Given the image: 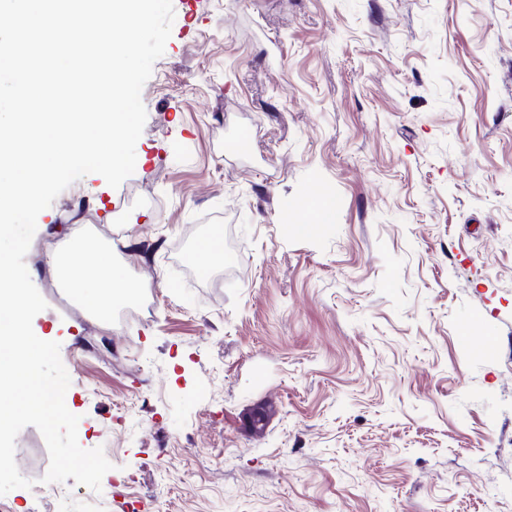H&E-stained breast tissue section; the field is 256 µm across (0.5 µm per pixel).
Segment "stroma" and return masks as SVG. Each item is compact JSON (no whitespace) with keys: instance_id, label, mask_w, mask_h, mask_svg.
Masks as SVG:
<instances>
[{"instance_id":"obj_1","label":"stroma","mask_w":512,"mask_h":512,"mask_svg":"<svg viewBox=\"0 0 512 512\" xmlns=\"http://www.w3.org/2000/svg\"><path fill=\"white\" fill-rule=\"evenodd\" d=\"M173 7L134 173L67 187L25 257L78 442L113 468L97 492L44 482L28 426L33 486L0 502L512 512V0ZM76 223L118 242L141 321L62 303L47 246Z\"/></svg>"}]
</instances>
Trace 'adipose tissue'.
Instances as JSON below:
<instances>
[{
	"instance_id": "ef3b65f1",
	"label": "adipose tissue",
	"mask_w": 512,
	"mask_h": 512,
	"mask_svg": "<svg viewBox=\"0 0 512 512\" xmlns=\"http://www.w3.org/2000/svg\"><path fill=\"white\" fill-rule=\"evenodd\" d=\"M91 264L71 266L73 283L82 302L100 313H109L114 302L133 298L137 293L134 284L112 263L111 247L91 249Z\"/></svg>"
}]
</instances>
